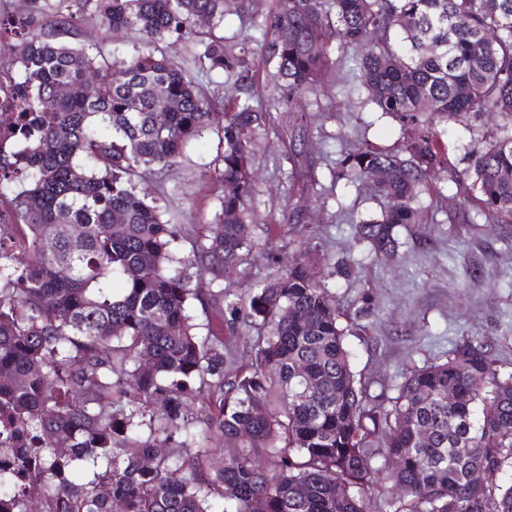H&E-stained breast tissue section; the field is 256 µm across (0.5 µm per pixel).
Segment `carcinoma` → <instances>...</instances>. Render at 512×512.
I'll return each instance as SVG.
<instances>
[{"mask_svg":"<svg viewBox=\"0 0 512 512\" xmlns=\"http://www.w3.org/2000/svg\"><path fill=\"white\" fill-rule=\"evenodd\" d=\"M84 2L142 50L85 47L68 0L0 17V36L16 37L9 64L0 58V185H20L0 199V512H213V493L222 512H512V375L479 339L407 368L395 396L374 394L335 296L302 255L247 313L233 302L219 313L231 332L262 330L245 364L225 369L222 329L198 337L188 309L199 289L148 180L204 129L223 134L203 176L228 191L192 250L215 280L237 270L254 248L241 229L264 114L241 98L215 111L174 50L188 35L199 70L244 67L224 37L194 26L221 22L224 0ZM267 26L288 99L316 91L336 39L363 48L360 86L405 127L397 151L363 144L336 163L338 180L379 175L384 211L358 225L374 252L395 253L394 228L417 223L416 189L448 168L437 126L463 118L502 121L472 152V189L512 223V0H279ZM8 140L22 149L5 151ZM200 420L240 436L238 454L215 461ZM176 434L195 449L187 463L160 451Z\"/></svg>","mask_w":512,"mask_h":512,"instance_id":"obj_1","label":"carcinoma"}]
</instances>
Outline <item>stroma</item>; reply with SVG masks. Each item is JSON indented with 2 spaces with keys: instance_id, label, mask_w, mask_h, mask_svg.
Here are the masks:
<instances>
[{
  "instance_id": "1",
  "label": "stroma",
  "mask_w": 512,
  "mask_h": 512,
  "mask_svg": "<svg viewBox=\"0 0 512 512\" xmlns=\"http://www.w3.org/2000/svg\"><path fill=\"white\" fill-rule=\"evenodd\" d=\"M278 6V0H229L224 14L225 43L245 55L254 73L253 104L267 115L255 132L253 220L247 225L259 255L204 284L205 298L193 305L197 323H217L219 309L231 300L248 307L255 288L281 270L268 254H303L327 272L354 366L373 392L393 394L408 365L448 355L464 336L491 347L499 373L512 374V223L486 222L469 163L496 118L483 127L448 126L441 136L448 169L418 188L417 223L395 228L396 254H374L356 240L355 227L380 218L383 205L369 183L336 179V160L362 143L397 149L404 129L367 103L358 79L360 50L353 46L331 48L333 65L317 93L287 106L269 51L272 35L262 26ZM77 13L86 43L118 58L139 50L133 35L105 33L93 7ZM222 150L217 130H205L153 182L165 220L179 229L182 256L191 255L193 241L219 210L223 188L204 172L218 164ZM341 259L349 261L350 276L332 275Z\"/></svg>"
}]
</instances>
